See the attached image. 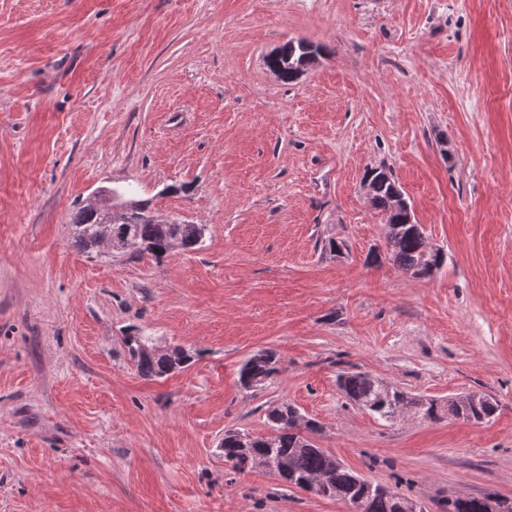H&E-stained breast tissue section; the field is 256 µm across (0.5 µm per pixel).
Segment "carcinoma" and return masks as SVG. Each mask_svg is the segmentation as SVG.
<instances>
[{
    "label": "carcinoma",
    "instance_id": "carcinoma-1",
    "mask_svg": "<svg viewBox=\"0 0 512 512\" xmlns=\"http://www.w3.org/2000/svg\"><path fill=\"white\" fill-rule=\"evenodd\" d=\"M320 47L305 40L288 42L270 55L267 64L281 79L293 81L312 64ZM370 178L371 203L390 217L386 228L388 250L394 265L413 278H426L444 261L440 250L432 249L409 207L395 208L397 185L391 170L374 169ZM127 207L112 218V250L115 255L128 243L135 242L142 254L159 260L178 248L195 251L207 231L204 224H188L179 218L156 222L151 217L150 202L133 198L130 188H116ZM99 216L87 207L80 208L72 222L73 242L80 250L91 253L99 239ZM122 343L137 373L143 377L163 378L187 367L193 360L188 349L169 351L155 348L151 337L136 327L130 328ZM279 360L272 350L260 351L242 364L239 381L243 388L260 386L279 373ZM339 387L346 398L360 408L388 421L403 409H409L424 420L438 421L448 414L482 421L497 410L496 401L487 394L475 398H455L443 404L432 398L413 397L388 386L366 373H345ZM271 433L260 436L246 430H228L220 443L224 459L239 471L262 468L277 474L294 487L319 497L334 498L352 507L363 503L366 512H403L408 498L390 487L379 484L371 488L365 479L319 447L313 436L320 427L306 419L294 406L281 402L267 410ZM491 494L459 496L448 500V512H488Z\"/></svg>",
    "mask_w": 512,
    "mask_h": 512
}]
</instances>
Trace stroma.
Returning <instances> with one entry per match:
<instances>
[{
	"mask_svg": "<svg viewBox=\"0 0 512 512\" xmlns=\"http://www.w3.org/2000/svg\"><path fill=\"white\" fill-rule=\"evenodd\" d=\"M299 39L321 53L286 83L266 58ZM383 166L431 277L390 258ZM127 185L202 247L80 252L73 214ZM132 326L193 361L141 377ZM349 372L498 409L383 421ZM283 401L426 512L512 499V0H0V512H349L219 454ZM279 360L272 350L260 351L242 364L239 371V381L243 388L250 389L263 385L275 374L279 373ZM492 494L481 496H459L448 499V512H488L487 504L493 498Z\"/></svg>",
	"mask_w": 512,
	"mask_h": 512,
	"instance_id": "stroma-1",
	"label": "stroma"
}]
</instances>
